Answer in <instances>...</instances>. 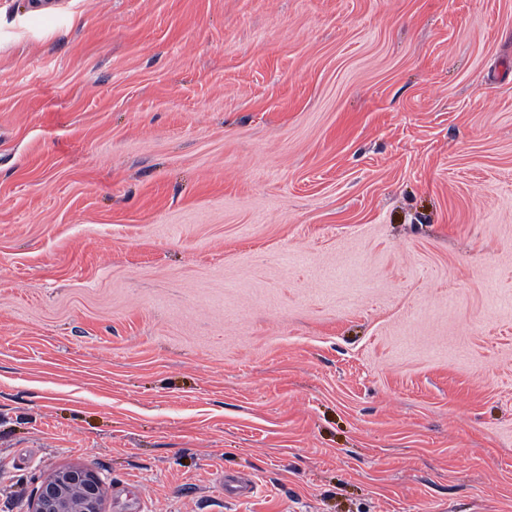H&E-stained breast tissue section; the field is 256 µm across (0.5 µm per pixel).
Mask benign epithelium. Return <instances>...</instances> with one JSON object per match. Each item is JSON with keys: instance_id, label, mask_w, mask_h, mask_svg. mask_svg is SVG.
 <instances>
[{"instance_id": "7a95c632", "label": "benign epithelium", "mask_w": 512, "mask_h": 512, "mask_svg": "<svg viewBox=\"0 0 512 512\" xmlns=\"http://www.w3.org/2000/svg\"><path fill=\"white\" fill-rule=\"evenodd\" d=\"M102 481L86 466L48 476L33 502L32 512H102Z\"/></svg>"}]
</instances>
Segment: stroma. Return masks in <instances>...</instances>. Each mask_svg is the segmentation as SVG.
<instances>
[{"instance_id": "35a3bbf8", "label": "stroma", "mask_w": 512, "mask_h": 512, "mask_svg": "<svg viewBox=\"0 0 512 512\" xmlns=\"http://www.w3.org/2000/svg\"><path fill=\"white\" fill-rule=\"evenodd\" d=\"M75 465L512 512V0H0V512Z\"/></svg>"}]
</instances>
